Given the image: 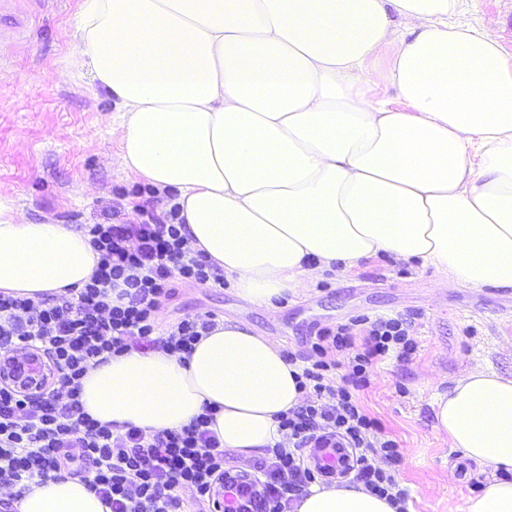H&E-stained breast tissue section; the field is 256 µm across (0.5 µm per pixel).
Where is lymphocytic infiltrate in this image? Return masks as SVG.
<instances>
[{"label": "lymphocytic infiltrate", "mask_w": 512, "mask_h": 512, "mask_svg": "<svg viewBox=\"0 0 512 512\" xmlns=\"http://www.w3.org/2000/svg\"><path fill=\"white\" fill-rule=\"evenodd\" d=\"M179 212L174 204L157 222L85 225L99 263L75 298L37 304L0 297V355L40 349L56 365L39 401L0 386V488L70 468L112 512H212L219 491L232 512H288L308 483L346 471L407 512L408 494L391 471L399 445L381 438L357 397L373 364L415 352L411 324L400 317L363 316L317 332L299 376L305 399L280 416L287 444L267 449L247 471L208 431L210 414L148 437L134 427L113 435L84 411L81 380L104 356L133 348L187 354L215 325L210 313L157 323L175 281L224 285L223 273L191 248ZM343 352L347 372L336 379Z\"/></svg>", "instance_id": "obj_1"}]
</instances>
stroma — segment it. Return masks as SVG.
I'll list each match as a JSON object with an SVG mask.
<instances>
[{
	"label": "stroma",
	"instance_id": "stroma-1",
	"mask_svg": "<svg viewBox=\"0 0 512 512\" xmlns=\"http://www.w3.org/2000/svg\"><path fill=\"white\" fill-rule=\"evenodd\" d=\"M80 5L13 0L0 11V29L26 23L5 47L11 66L0 76V201L32 224L141 222L165 205L138 211L145 182L119 166L118 107L76 73ZM463 18L492 26L512 52V0H469ZM436 279L433 268L382 255L356 272L324 273L273 311L244 302L230 284L184 283L161 309L168 323L206 312L247 323L299 359L319 328L360 315L407 318L415 353L376 364L360 401L401 447L408 512H460L490 477L436 431L432 399L470 371L512 375V289L439 288Z\"/></svg>",
	"mask_w": 512,
	"mask_h": 512
}]
</instances>
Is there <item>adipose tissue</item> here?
Listing matches in <instances>:
<instances>
[{
    "mask_svg": "<svg viewBox=\"0 0 512 512\" xmlns=\"http://www.w3.org/2000/svg\"><path fill=\"white\" fill-rule=\"evenodd\" d=\"M466 3L82 0L78 64L119 107L122 169L176 192L191 247L243 301L271 310L321 272L381 255L434 268L442 288L512 289V56L492 27L459 22ZM98 261L75 225L0 203V295L72 296ZM300 372L278 340L223 318L190 354L132 349L93 365L80 401L116 435L213 409L210 431L248 460L283 440ZM433 411L493 476L461 512H512V377L469 372ZM0 501L112 512L63 472ZM291 512L395 509L357 482L309 486Z\"/></svg>",
    "mask_w": 512,
    "mask_h": 512,
    "instance_id": "1",
    "label": "adipose tissue"
}]
</instances>
